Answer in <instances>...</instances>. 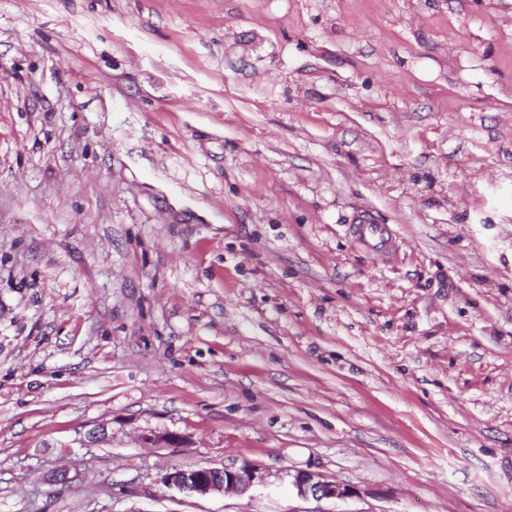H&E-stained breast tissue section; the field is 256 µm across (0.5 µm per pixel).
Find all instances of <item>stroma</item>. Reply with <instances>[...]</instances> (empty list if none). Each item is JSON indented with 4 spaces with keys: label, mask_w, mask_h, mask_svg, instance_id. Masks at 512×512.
Instances as JSON below:
<instances>
[{
    "label": "stroma",
    "mask_w": 512,
    "mask_h": 512,
    "mask_svg": "<svg viewBox=\"0 0 512 512\" xmlns=\"http://www.w3.org/2000/svg\"><path fill=\"white\" fill-rule=\"evenodd\" d=\"M0 512H512V0H0ZM256 479L257 469L252 464L245 463L238 468L173 469L165 474L164 483L190 494H205L211 491L246 494L253 487ZM288 478L296 494L304 499L342 500L354 494L348 486L327 480L322 475L311 471L298 470L295 474L288 473Z\"/></svg>",
    "instance_id": "obj_1"
}]
</instances>
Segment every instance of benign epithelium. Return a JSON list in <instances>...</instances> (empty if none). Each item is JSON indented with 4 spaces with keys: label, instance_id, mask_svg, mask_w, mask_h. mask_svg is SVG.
Segmentation results:
<instances>
[{
    "label": "benign epithelium",
    "instance_id": "obj_1",
    "mask_svg": "<svg viewBox=\"0 0 512 512\" xmlns=\"http://www.w3.org/2000/svg\"><path fill=\"white\" fill-rule=\"evenodd\" d=\"M289 478L296 494L304 499L342 500L354 494L348 486L330 481L311 471L298 470L289 475ZM256 479L257 469L245 463L238 468L226 467L220 470L215 468L174 469L165 474L164 483L190 494H205L211 491L245 494L253 487Z\"/></svg>",
    "mask_w": 512,
    "mask_h": 512
}]
</instances>
